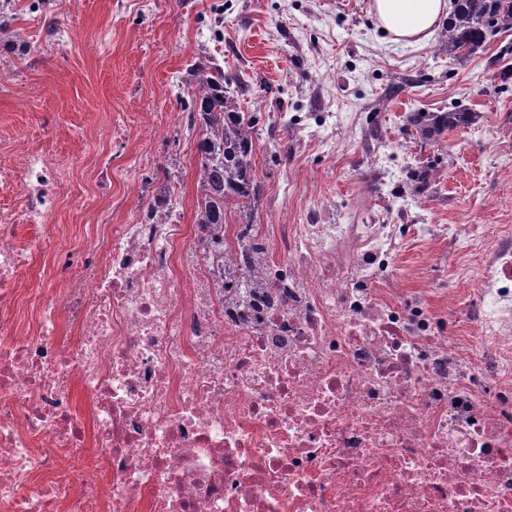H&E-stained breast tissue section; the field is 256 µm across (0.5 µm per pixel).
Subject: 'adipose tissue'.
Masks as SVG:
<instances>
[{"label":"adipose tissue","instance_id":"ef3b65f1","mask_svg":"<svg viewBox=\"0 0 512 512\" xmlns=\"http://www.w3.org/2000/svg\"><path fill=\"white\" fill-rule=\"evenodd\" d=\"M371 8L382 29L407 42L428 39L448 16V0H373Z\"/></svg>","mask_w":512,"mask_h":512}]
</instances>
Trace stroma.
<instances>
[{"instance_id":"stroma-1","label":"stroma","mask_w":512,"mask_h":512,"mask_svg":"<svg viewBox=\"0 0 512 512\" xmlns=\"http://www.w3.org/2000/svg\"><path fill=\"white\" fill-rule=\"evenodd\" d=\"M370 0H55L47 33L40 0L4 9L27 41L25 55L0 47V220L23 221L25 185L5 173L33 149L61 174L47 245L20 270L23 288L61 276L81 255L61 247L68 224L85 248L94 225L129 224L151 191L171 185L179 203L175 245L190 238L200 196L196 131L182 122L194 61L210 57L238 76L231 91L256 113L251 212L227 206L230 224H394L392 276L402 301L425 307L440 328L474 345L469 327L444 312L442 291L468 300V272L481 242L512 225V31L454 61L435 40L393 41ZM462 108L476 122L428 140L414 112ZM438 175L415 202L411 173ZM178 177L167 182L166 169ZM430 232H421V225ZM450 227L447 235L434 225Z\"/></svg>"}]
</instances>
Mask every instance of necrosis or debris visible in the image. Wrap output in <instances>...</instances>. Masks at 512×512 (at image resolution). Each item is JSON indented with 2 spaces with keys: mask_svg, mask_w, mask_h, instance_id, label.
<instances>
[{
  "mask_svg": "<svg viewBox=\"0 0 512 512\" xmlns=\"http://www.w3.org/2000/svg\"><path fill=\"white\" fill-rule=\"evenodd\" d=\"M19 167L0 302L46 230L51 165ZM393 231L285 224L276 261L220 224L177 250L166 224L98 225L94 270L0 328V512H512V225L476 256L475 355L370 288Z\"/></svg>",
  "mask_w": 512,
  "mask_h": 512,
  "instance_id": "obj_1",
  "label": "necrosis or debris"
}]
</instances>
